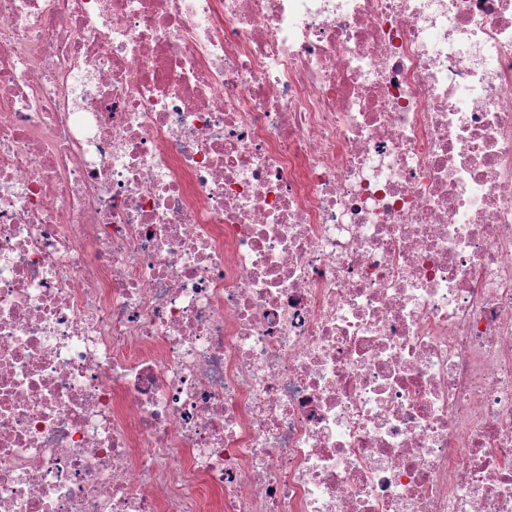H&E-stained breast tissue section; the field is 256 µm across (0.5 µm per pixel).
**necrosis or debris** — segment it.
Returning a JSON list of instances; mask_svg holds the SVG:
<instances>
[{
  "mask_svg": "<svg viewBox=\"0 0 512 512\" xmlns=\"http://www.w3.org/2000/svg\"><path fill=\"white\" fill-rule=\"evenodd\" d=\"M0 512H512V0H0Z\"/></svg>",
  "mask_w": 512,
  "mask_h": 512,
  "instance_id": "4bbe7bcc",
  "label": "necrosis or debris"
}]
</instances>
